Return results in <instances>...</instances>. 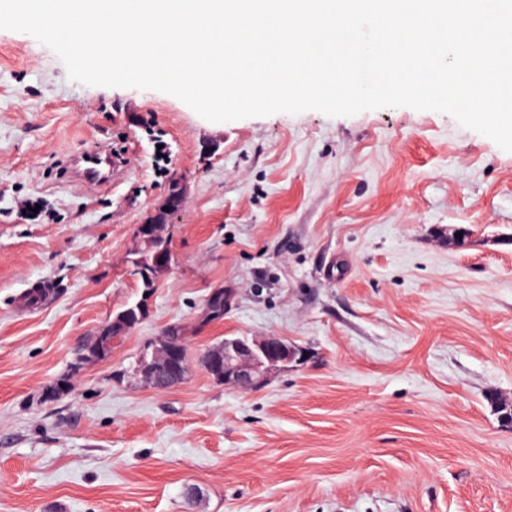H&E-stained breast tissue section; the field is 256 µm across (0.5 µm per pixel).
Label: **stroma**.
Returning <instances> with one entry per match:
<instances>
[{"label": "stroma", "instance_id": "obj_1", "mask_svg": "<svg viewBox=\"0 0 512 512\" xmlns=\"http://www.w3.org/2000/svg\"><path fill=\"white\" fill-rule=\"evenodd\" d=\"M107 144L129 158L119 184L65 175ZM177 177L172 263L146 298L136 228ZM143 298L70 376L76 344ZM173 330L189 371L157 392L137 361ZM227 336L306 358L243 393L200 366ZM490 393L512 404V152L409 107L213 123L71 81L0 30V512H512ZM144 318L141 316L137 303L126 306L106 323V329L98 331L84 344L80 351L81 366L87 363L101 360L106 357L112 348V342L135 327ZM131 323L133 326L131 327Z\"/></svg>", "mask_w": 512, "mask_h": 512}]
</instances>
